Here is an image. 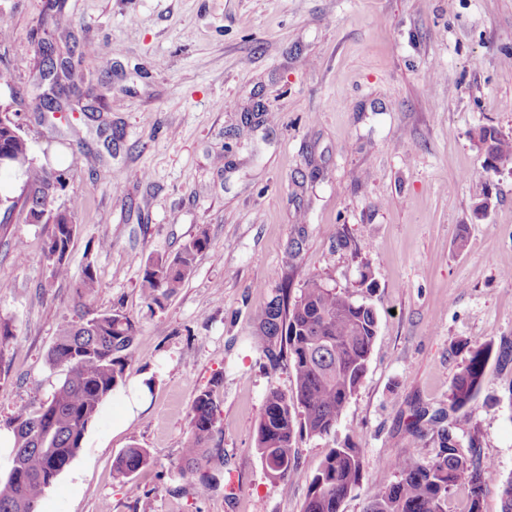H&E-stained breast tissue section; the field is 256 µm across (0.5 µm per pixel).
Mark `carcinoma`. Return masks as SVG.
Wrapping results in <instances>:
<instances>
[{"instance_id": "1", "label": "carcinoma", "mask_w": 512, "mask_h": 512, "mask_svg": "<svg viewBox=\"0 0 512 512\" xmlns=\"http://www.w3.org/2000/svg\"><path fill=\"white\" fill-rule=\"evenodd\" d=\"M479 144L485 167L498 172L512 170V138L494 128H483ZM0 147L15 157L29 156V146L8 116L0 119ZM24 184L44 199H53L64 187L63 174L37 168L27 162ZM77 225L59 212L44 241V253L52 262L51 277L68 275L67 256ZM209 245L206 233L184 245L173 259L148 261L140 282L148 305H161L174 294L191 272L196 255ZM99 281L91 257H86L82 277L75 282L78 298L94 294ZM137 323L119 310L65 322L49 351V363L62 378L51 399L35 412L23 407L8 422L14 434L13 465L0 478V512H39L45 490L81 449L88 426L98 416L104 400L122 380ZM377 332V316L347 288H330L316 276L309 277L300 296L288 303V295H277L262 314L251 346L275 355L288 350L293 366V391L288 396L270 390L257 425L256 447L271 482L288 477L310 479V493L303 512H340L345 498L360 486V449L352 444L331 448L318 471L309 476L299 469L295 444L303 436L322 437L336 423L355 394L366 370ZM494 342L489 340L469 350V358L450 385V409L460 412L477 396L486 375ZM497 362H512V341L501 340ZM201 391L191 410L190 429L184 441L182 468L201 471L224 468V450L213 444L217 425L216 387ZM441 448L424 463H408L394 452L387 464L395 482L365 491V512H448V495L467 492V512H482L485 489L500 485L501 512H512V478L501 480L495 468L467 456L461 449L457 423L438 428ZM146 449L132 446L113 462L115 477L138 493L131 476L147 465Z\"/></svg>"}]
</instances>
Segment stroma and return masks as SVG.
Segmentation results:
<instances>
[{
  "label": "stroma",
  "instance_id": "35a3bbf8",
  "mask_svg": "<svg viewBox=\"0 0 512 512\" xmlns=\"http://www.w3.org/2000/svg\"><path fill=\"white\" fill-rule=\"evenodd\" d=\"M50 3L0 0V110L36 167L63 172L49 209L77 232L64 280L43 253L49 225L18 210L0 233V319L15 333L0 351V428L51 398L63 322L117 309L138 333L40 512H303L308 476L346 442L361 450L362 488L341 512H363L364 488L396 479L389 451L434 458L436 427L415 437L409 424L448 412L469 347L512 337V172L486 171L477 143L484 127L512 136V0H61L46 25ZM44 43L84 92L47 115ZM85 46L101 49L94 64ZM201 233L209 247L182 287L147 307L146 261ZM89 255L99 288L80 299ZM313 275L373 307L377 334L335 431L298 440L304 477L273 483L256 429L268 390L291 393L292 365L248 338L280 289L296 299ZM139 381L145 409L114 430ZM212 386L224 472L208 489L180 466L193 402ZM456 418L464 453L512 477V364H490ZM132 446L150 455L135 496L112 476Z\"/></svg>",
  "mask_w": 512,
  "mask_h": 512
}]
</instances>
